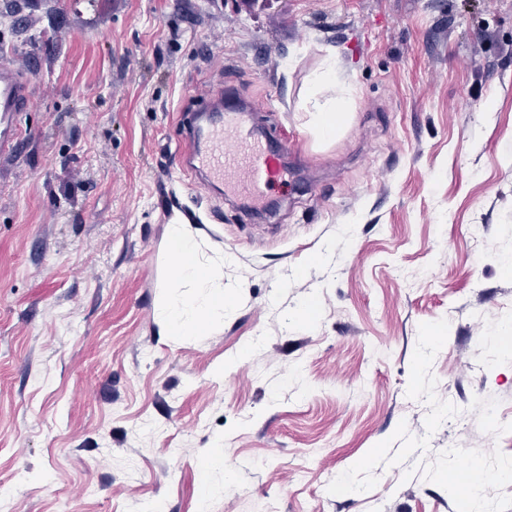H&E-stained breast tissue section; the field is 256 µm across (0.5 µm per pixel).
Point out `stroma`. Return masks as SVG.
I'll return each instance as SVG.
<instances>
[{
	"label": "stroma",
	"instance_id": "stroma-1",
	"mask_svg": "<svg viewBox=\"0 0 512 512\" xmlns=\"http://www.w3.org/2000/svg\"><path fill=\"white\" fill-rule=\"evenodd\" d=\"M1 58L35 85L0 155L13 512H512V0H0ZM218 88L290 145L255 214L181 158ZM178 217L231 256L205 336L159 318ZM310 88L309 97L314 100V104L312 110L306 112H315L314 130L322 139L334 138L343 115V112H336V106L344 100V95L336 100V60L332 51H328L321 69L314 74ZM324 90L333 91L335 96L321 102L316 96Z\"/></svg>",
	"mask_w": 512,
	"mask_h": 512
}]
</instances>
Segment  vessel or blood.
I'll return each mask as SVG.
<instances>
[{
    "instance_id": "vessel-or-blood-1",
    "label": "vessel or blood",
    "mask_w": 512,
    "mask_h": 512,
    "mask_svg": "<svg viewBox=\"0 0 512 512\" xmlns=\"http://www.w3.org/2000/svg\"><path fill=\"white\" fill-rule=\"evenodd\" d=\"M31 81L9 61H0V154L13 152L23 135L21 118L33 102ZM187 165L223 185L227 193L260 205L283 170L276 155L256 140L237 112L215 100L198 112L188 135Z\"/></svg>"
}]
</instances>
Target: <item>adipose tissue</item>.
<instances>
[{
    "instance_id": "1",
    "label": "adipose tissue",
    "mask_w": 512,
    "mask_h": 512,
    "mask_svg": "<svg viewBox=\"0 0 512 512\" xmlns=\"http://www.w3.org/2000/svg\"><path fill=\"white\" fill-rule=\"evenodd\" d=\"M336 88V60L327 56L321 69L315 73L311 93L316 100L313 125L318 137L331 139L336 135L341 115L336 110L337 100L322 98V91ZM171 258V285L183 287L194 283L203 288L204 294L198 299L171 297L161 309V318L174 336H201L208 327L224 313L236 305L235 296L224 289V256H204L202 241L197 228L183 222H175L168 227Z\"/></svg>"
}]
</instances>
